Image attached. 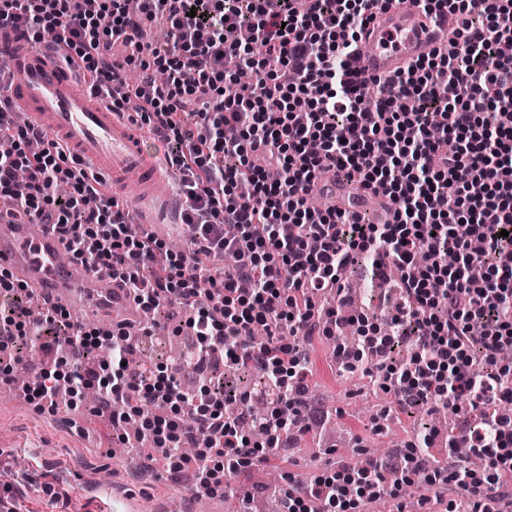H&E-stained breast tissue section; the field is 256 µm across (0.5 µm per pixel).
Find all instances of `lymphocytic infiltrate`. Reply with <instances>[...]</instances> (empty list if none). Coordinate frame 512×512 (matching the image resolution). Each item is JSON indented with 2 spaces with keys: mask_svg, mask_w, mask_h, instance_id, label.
I'll return each mask as SVG.
<instances>
[{
  "mask_svg": "<svg viewBox=\"0 0 512 512\" xmlns=\"http://www.w3.org/2000/svg\"><path fill=\"white\" fill-rule=\"evenodd\" d=\"M91 0L84 12L70 0H0V20L21 37L61 54L88 77L113 110L138 98L144 140L166 144L181 173L184 241L142 234L109 181L70 149L31 125H17L0 106V196L16 197L27 223L51 228L91 268L112 271L143 308L167 303L187 310L193 371L202 362L262 373L269 408L254 440L224 398L198 381L186 393L179 375L165 384L132 371L124 327L104 330L61 311L0 316V335L39 347L44 332L64 325L59 344L73 360L30 371L26 397L38 410L54 406L59 379L72 398L95 388L115 422H135L165 448L194 442L193 454L168 457L171 475L192 469L195 489L221 486L220 471L239 473L262 451L291 437L280 410L300 423L323 415L297 399L310 370L307 336L350 326L356 349L339 358L374 370L399 406L483 407L481 427L458 433L449 448L481 456L478 468L451 463L418 477L409 466L366 460L322 472L283 495V512H362L383 497L405 512L404 491L416 480L467 497L469 512L505 506L502 479L512 474V417L495 413L512 399V0H417L428 16H455L449 48L434 50L396 75L358 79L351 58L375 13L393 0ZM168 24L165 49L149 45L130 56L141 70L129 82L112 59L114 46L143 38L155 16ZM293 83H281V69ZM199 120L186 128L182 113ZM381 192L394 220L374 224L307 197L328 169ZM365 256L373 281L394 289L386 326L343 307L319 318L313 298L339 287L355 256ZM268 330L256 341L257 326ZM409 328L408 357L391 363L396 333ZM111 334L112 360L82 363L90 335Z\"/></svg>",
  "mask_w": 512,
  "mask_h": 512,
  "instance_id": "f902f5d3",
  "label": "lymphocytic infiltrate"
}]
</instances>
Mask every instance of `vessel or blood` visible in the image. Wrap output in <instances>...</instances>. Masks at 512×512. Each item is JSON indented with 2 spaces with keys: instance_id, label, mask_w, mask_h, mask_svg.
Masks as SVG:
<instances>
[{
  "instance_id": "b4317fda",
  "label": "vessel or blood",
  "mask_w": 512,
  "mask_h": 512,
  "mask_svg": "<svg viewBox=\"0 0 512 512\" xmlns=\"http://www.w3.org/2000/svg\"><path fill=\"white\" fill-rule=\"evenodd\" d=\"M448 17L430 20L415 0L379 13L364 33V47L353 60L363 76L388 77L407 64L448 44ZM0 55L11 66L10 95L28 123L67 145L74 155L104 175L127 204L163 196L165 179L148 152L141 131L128 113L111 111L105 98L79 89L70 71L45 52L15 41L0 28ZM323 196L340 207L367 212L373 221L391 219V207L336 174L324 178ZM0 267L15 280L64 308L79 321L90 310L112 322L137 323L140 310L119 288L120 280L72 259L67 244L51 232L31 235L28 225L13 223L0 202Z\"/></svg>"
}]
</instances>
